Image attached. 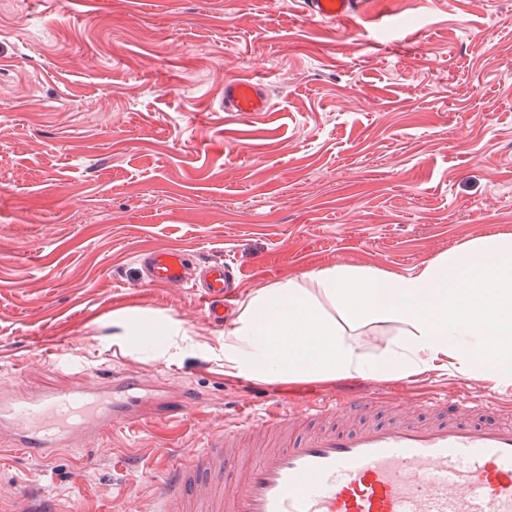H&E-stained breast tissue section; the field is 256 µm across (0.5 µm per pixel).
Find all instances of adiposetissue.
Instances as JSON below:
<instances>
[{
	"label": "adipose tissue",
	"mask_w": 512,
	"mask_h": 512,
	"mask_svg": "<svg viewBox=\"0 0 512 512\" xmlns=\"http://www.w3.org/2000/svg\"><path fill=\"white\" fill-rule=\"evenodd\" d=\"M390 328L375 354L365 328ZM454 370L512 381V236L473 239L413 276L334 266L252 291L224 333V372L256 381L405 380Z\"/></svg>",
	"instance_id": "obj_1"
}]
</instances>
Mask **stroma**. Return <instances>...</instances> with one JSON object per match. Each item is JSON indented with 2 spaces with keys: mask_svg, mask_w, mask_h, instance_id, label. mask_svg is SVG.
<instances>
[{
  "mask_svg": "<svg viewBox=\"0 0 512 512\" xmlns=\"http://www.w3.org/2000/svg\"><path fill=\"white\" fill-rule=\"evenodd\" d=\"M368 6L378 22L352 27L298 0H0V394L132 371L201 400L48 462L0 449V512H146L181 451L236 420L224 326L144 283L140 253L227 262L242 299L512 234V0ZM238 77L271 111H225ZM131 314L175 323L176 347L120 336ZM37 336L66 337L61 359ZM465 382L371 385L382 412Z\"/></svg>",
  "mask_w": 512,
  "mask_h": 512,
  "instance_id": "stroma-1",
  "label": "stroma"
}]
</instances>
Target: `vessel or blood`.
<instances>
[{
  "instance_id": "vessel-or-blood-1",
  "label": "vessel or blood",
  "mask_w": 512,
  "mask_h": 512,
  "mask_svg": "<svg viewBox=\"0 0 512 512\" xmlns=\"http://www.w3.org/2000/svg\"><path fill=\"white\" fill-rule=\"evenodd\" d=\"M317 21L370 22L367 0H301ZM261 82L224 84L228 112L269 111ZM144 280L191 288L223 322L237 284L231 267L174 248L140 255ZM162 397L132 372L102 387L0 398V445L47 461L97 447L106 431L145 420ZM368 393L307 398L242 418L188 450L157 485L151 512H512V415L469 388L439 394L423 412L391 406L358 426L336 421L370 405Z\"/></svg>"
}]
</instances>
